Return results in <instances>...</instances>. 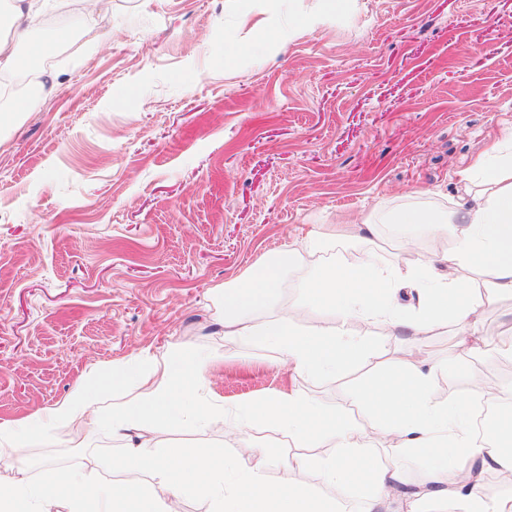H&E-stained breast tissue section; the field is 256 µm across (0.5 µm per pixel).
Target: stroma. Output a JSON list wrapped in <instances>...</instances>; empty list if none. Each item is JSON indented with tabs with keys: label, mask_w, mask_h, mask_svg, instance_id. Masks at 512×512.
<instances>
[{
	"label": "stroma",
	"mask_w": 512,
	"mask_h": 512,
	"mask_svg": "<svg viewBox=\"0 0 512 512\" xmlns=\"http://www.w3.org/2000/svg\"><path fill=\"white\" fill-rule=\"evenodd\" d=\"M247 50H240V43ZM40 92L0 129V420H22L81 378L175 346L223 355L205 395L234 404L297 391L372 416L354 390L403 352L453 360L438 401L462 391L453 327L385 338L377 362L293 372L272 347L224 335L225 286L264 258L284 264L283 319L317 264L405 267L401 232L331 238L328 225L401 207H451L458 173L512 132V0H101L48 64ZM314 261H288L298 231ZM160 448L263 446L277 483L294 442L255 427L158 431ZM124 441L75 446L55 427L0 480L47 469L120 478Z\"/></svg>",
	"instance_id": "1"
}]
</instances>
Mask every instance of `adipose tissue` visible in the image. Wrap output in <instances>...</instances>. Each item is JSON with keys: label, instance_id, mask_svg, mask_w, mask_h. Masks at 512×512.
<instances>
[{"label": "adipose tissue", "instance_id": "ef3b65f1", "mask_svg": "<svg viewBox=\"0 0 512 512\" xmlns=\"http://www.w3.org/2000/svg\"><path fill=\"white\" fill-rule=\"evenodd\" d=\"M49 0H13L12 38L0 39V71L14 73L26 63L49 57L70 38L67 29L51 39L32 34L48 10ZM464 191L452 208H401L389 223L412 227L453 242L443 262L423 257L418 265L381 272L368 261L355 265L328 263L318 268L302 291V304L327 310L334 326L302 328L293 320H268L264 310L280 293L279 262H259L234 287L224 291V333L276 348L296 372L310 376L335 374L351 364L372 359L362 338L349 332L355 322L373 324L385 337L453 325L470 355L494 347L512 358V326L496 337L483 331L482 292L512 298V146H496L479 155L463 171ZM415 292L407 306L398 305L400 289ZM220 355L175 349L161 356L137 355L113 366L111 374L80 380L60 401L23 422L0 421V450L9 457L25 455L32 437L53 426L111 433L135 432L137 440L117 463L120 480L92 481L73 471H48L36 482L0 481V512H173L174 501L195 494L210 500L212 512H342L339 496L361 485L367 512H425V503L452 505L454 512H512V493L488 497L484 474L512 470V412L496 416L483 438L472 430L474 408L486 391L479 369L469 373L467 387L434 399L437 362L414 352L393 366L388 376L361 386L359 407L374 418L360 428L340 410L325 408L297 392L278 393L242 405L202 404L198 391L209 371L223 363ZM130 392L129 400L104 408L105 387ZM215 423L230 431L262 423L280 430L300 451L289 456V475L269 487V457L262 448L250 458L227 455L224 448L186 446L161 453L148 451L146 435L154 429L202 428ZM396 448L425 464L428 480L410 484L401 469L370 453L372 446ZM295 469L312 470L316 485L292 478ZM149 474L153 487L138 477ZM333 489L325 497L317 486Z\"/></svg>", "mask_w": 512, "mask_h": 512}]
</instances>
